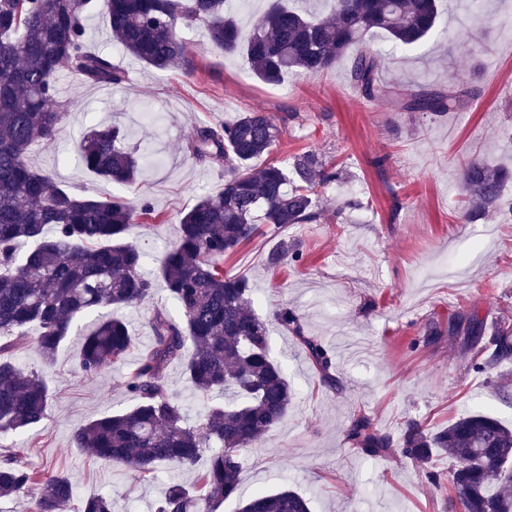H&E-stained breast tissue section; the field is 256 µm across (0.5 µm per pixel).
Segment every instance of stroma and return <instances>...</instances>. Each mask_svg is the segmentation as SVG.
<instances>
[{"mask_svg":"<svg viewBox=\"0 0 512 512\" xmlns=\"http://www.w3.org/2000/svg\"><path fill=\"white\" fill-rule=\"evenodd\" d=\"M470 3L440 0L442 32L421 47L387 52L381 72L384 81L415 88H468L466 106L441 117L364 98L343 61L316 76L266 84L243 56L213 48L197 28L181 32L183 65L146 68L112 42L104 0L87 21L89 42L127 71V85L109 94L60 79L66 117L56 142L32 153L36 168L71 191L111 194V184L82 168L74 151L93 120L124 124L129 145L158 158L126 190L162 221L134 230L154 278L152 297L125 313L140 351L151 344L147 318L165 300L155 273L178 214L224 188L223 165L196 161L185 149L195 125L260 110L284 130L273 159L313 150L349 175L319 188L326 205L319 223L261 227L224 258L226 271L251 282L258 315L284 302L297 311L304 334L326 347L339 382L324 387L291 333L273 329L271 354L287 368L295 399L279 428L242 452V493L287 486L310 500L312 512H449L447 457L420 465L395 453L366 455L347 439L353 422L366 418L395 443L407 421L436 431L478 407L512 426V404L497 385L499 374L512 375V363L497 373L474 371L465 336L474 314L490 333L512 323V223L461 221L465 164L480 158L512 167V39L505 37L512 0H481L476 16ZM283 247L288 258L270 266ZM79 352L73 336L48 367L34 350L20 353L26 369L44 373L54 398L40 427L0 434V453L22 448L30 466L71 476L76 500L62 512H77L79 501L96 494L111 496L113 512H152L171 469L140 480L73 446L79 425L129 404L127 366L90 382L78 369ZM433 473L439 484L431 483Z\"/></svg>","mask_w":512,"mask_h":512,"instance_id":"obj_1","label":"stroma"}]
</instances>
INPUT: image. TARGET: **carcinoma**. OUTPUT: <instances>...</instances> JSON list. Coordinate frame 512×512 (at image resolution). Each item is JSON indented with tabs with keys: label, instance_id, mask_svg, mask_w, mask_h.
<instances>
[{
	"label": "carcinoma",
	"instance_id": "carcinoma-1",
	"mask_svg": "<svg viewBox=\"0 0 512 512\" xmlns=\"http://www.w3.org/2000/svg\"><path fill=\"white\" fill-rule=\"evenodd\" d=\"M248 0H107L112 41L147 67L167 69L187 58L182 28H204L224 52L242 51L254 74L275 84L287 74L315 76L354 48L347 76L369 99H390L402 112L438 116L466 104L464 89H409L379 80L383 54L366 44L382 36L412 46L438 25L437 0H331L329 17L275 4L259 17L246 43L235 15ZM92 0H0V432H25L47 418L52 392L44 375L23 368L17 353L28 329L44 365L53 363L84 321L78 369L88 380L121 366L135 349L124 319L113 311L143 305L153 283L142 273L144 254L134 229L153 214L135 203L78 194L36 169L30 154L56 139L64 118L58 77L74 75L81 86H124L126 70L92 48L85 19ZM283 135L266 113L240 112L202 123L186 142L190 156L224 165V189L204 195L180 214L175 240L164 251L158 276L174 311L156 309L148 318L151 345L139 352L123 384L130 405L89 421L73 435L75 447L124 466L140 479L159 467L197 473L187 486L170 484L154 512H218L228 498L239 512H311L309 500L282 487L240 493V452L268 436L288 415L295 392L282 364L271 356L272 325L303 344L324 386L337 387L327 349L303 335L301 318L282 303L273 321L252 310L249 279L224 271V256L258 231L255 218L272 231L290 224H315L323 214L315 189L339 181L343 170L314 151L262 167ZM124 129L95 125L77 144L79 162L96 177L124 188L141 167L123 150ZM512 171L480 159L466 166L462 189L470 206L462 220L475 223L491 211L512 215L502 200ZM492 351L474 357L479 372L512 362V325L490 338ZM173 364L182 366L188 387L206 398L189 418L184 404L164 383ZM349 439L368 455L387 452L416 463L434 453L448 456V483L462 512H512V427L487 411L461 416L436 433L414 420L405 424L398 448L365 419L353 423ZM31 495V512H59L74 497L63 473L27 467L18 454H0V499ZM81 512H112V499L97 495Z\"/></svg>",
	"mask_w": 512,
	"mask_h": 512
}]
</instances>
